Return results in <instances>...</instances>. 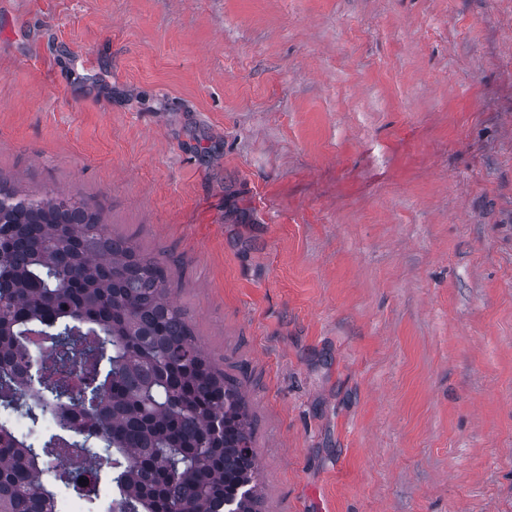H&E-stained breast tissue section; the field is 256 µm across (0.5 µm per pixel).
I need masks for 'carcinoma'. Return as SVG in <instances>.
<instances>
[{
  "mask_svg": "<svg viewBox=\"0 0 512 512\" xmlns=\"http://www.w3.org/2000/svg\"><path fill=\"white\" fill-rule=\"evenodd\" d=\"M87 361L88 397L67 394L61 377ZM0 407L54 422L37 442L0 422V512H46L47 475L90 512H257L251 420L171 299L164 264L85 203L19 199L1 183ZM60 446L95 461L93 495L55 462Z\"/></svg>",
  "mask_w": 512,
  "mask_h": 512,
  "instance_id": "cac0c4a2",
  "label": "carcinoma"
}]
</instances>
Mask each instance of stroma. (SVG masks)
I'll return each mask as SVG.
<instances>
[{
    "instance_id": "35a3bbf8",
    "label": "stroma",
    "mask_w": 512,
    "mask_h": 512,
    "mask_svg": "<svg viewBox=\"0 0 512 512\" xmlns=\"http://www.w3.org/2000/svg\"><path fill=\"white\" fill-rule=\"evenodd\" d=\"M0 182L165 264L259 512H512V0H0Z\"/></svg>"
}]
</instances>
